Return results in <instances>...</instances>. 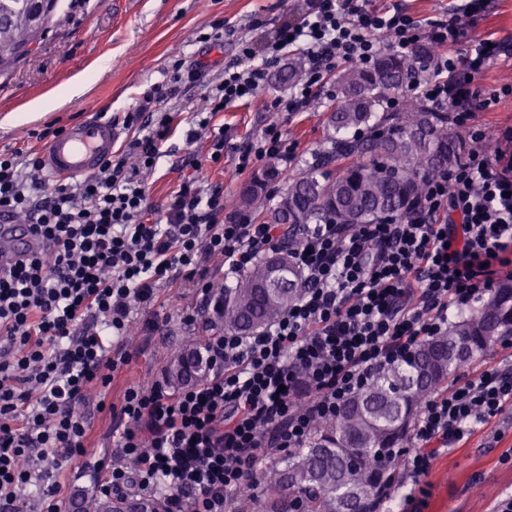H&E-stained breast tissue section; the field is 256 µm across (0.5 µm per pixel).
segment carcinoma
I'll return each mask as SVG.
<instances>
[{
	"label": "carcinoma",
	"mask_w": 512,
	"mask_h": 512,
	"mask_svg": "<svg viewBox=\"0 0 512 512\" xmlns=\"http://www.w3.org/2000/svg\"><path fill=\"white\" fill-rule=\"evenodd\" d=\"M58 5L43 0L38 22L29 20L28 0H0V71L41 38ZM418 47L408 54L384 52L369 67H351L339 76V95L326 114V145L304 161L272 199L267 182L278 178L271 160L240 194L241 204L266 224L301 229L307 224L356 228L402 218L421 197L426 178L457 163L470 151H492L491 141L468 139L453 113L429 100L406 96L392 110L386 96L404 87ZM354 130L351 137L346 132ZM301 276L285 255L259 259L232 288L220 293L215 332L247 336L272 323L299 296ZM500 336H512V275L491 289L479 308L423 342L409 362L382 372L344 404L339 416L317 422L305 448H297L263 473L261 494L244 496L237 512H343L348 492L358 489L352 512H381L397 478L400 450L410 424L427 398L450 375L484 353ZM200 356L182 355L170 376H194ZM132 506L159 512L164 504L118 495L86 498L80 512H114Z\"/></svg>",
	"instance_id": "carcinoma-1"
}]
</instances>
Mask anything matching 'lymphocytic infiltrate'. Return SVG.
Masks as SVG:
<instances>
[{"mask_svg": "<svg viewBox=\"0 0 512 512\" xmlns=\"http://www.w3.org/2000/svg\"><path fill=\"white\" fill-rule=\"evenodd\" d=\"M491 0H452L426 24L399 0H310L274 40L238 46L205 112L194 113L187 143L210 139L206 159L152 208L140 178L155 167L176 118L177 87L197 80L174 62L167 83L150 87L123 124L122 153L75 184L29 181L39 157L0 151V219L25 216L45 241L41 252L0 270V512H62L68 460L85 454L87 404L109 411L113 450L101 494L163 496L165 512H233L256 491L269 455L305 447L315 423L336 417L347 399L382 370L404 362L424 339L446 333L448 312L480 302L512 267V125L499 127L495 155L468 153L429 176L416 209L402 220L309 224L296 246L282 224L224 211L223 185L207 165L224 157L213 117L255 96L288 53L304 76L272 112H304L342 63L368 66L382 48L433 52L415 70L409 93L454 112L459 128L486 138L475 87L494 60L512 57L502 40L468 29ZM294 147L276 126L236 152V171L288 163ZM290 249L302 293L267 328L250 336H208V374L170 389L127 386L118 400L91 401L134 356L124 341L133 312L153 307L164 286L190 284L194 306L178 311L188 331L208 321L217 275L245 271L267 253ZM500 362L470 373L423 405L402 469L411 483L406 512H421V482L434 461L512 407V341Z\"/></svg>", "mask_w": 512, "mask_h": 512, "instance_id": "lymphocytic-infiltrate-1", "label": "lymphocytic infiltrate"}]
</instances>
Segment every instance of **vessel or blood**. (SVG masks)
Segmentation results:
<instances>
[{"instance_id":"obj_1","label":"vessel or blood","mask_w":512,"mask_h":512,"mask_svg":"<svg viewBox=\"0 0 512 512\" xmlns=\"http://www.w3.org/2000/svg\"><path fill=\"white\" fill-rule=\"evenodd\" d=\"M118 137L111 120L92 115L68 126L42 148L41 169L53 181L90 175L111 158ZM42 248V238L30 225H0V267Z\"/></svg>"}]
</instances>
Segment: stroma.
Instances as JSON below:
<instances>
[{
    "mask_svg": "<svg viewBox=\"0 0 512 512\" xmlns=\"http://www.w3.org/2000/svg\"><path fill=\"white\" fill-rule=\"evenodd\" d=\"M306 7V0H60L56 13L41 39L31 45L7 71L0 72V150L29 154L42 145L37 134L46 127H62L96 111L110 119H123L136 106L147 88L168 81L175 60L200 69L202 78L184 89L171 105L190 118L206 105L210 89L235 61L238 41L253 35L255 40L273 39L279 28L294 21ZM219 28V42L206 41L212 28ZM78 76L86 77L84 94L67 98L65 91ZM512 85V61L491 64L477 86L491 105L478 112L476 121L493 130L512 125V96L499 90ZM288 83L271 76L257 97L218 113L214 124L223 125L229 141L224 159L209 169L212 181L224 186V210L239 211L238 196L248 176L235 170V150L258 137L267 124L275 123L295 146V158L288 168L296 174L302 160L325 142V108L334 103L335 81H328L327 95L316 100L315 108L287 114L270 112L266 104L287 93ZM49 96L63 97L60 107L44 116L15 124L5 116L24 112L29 103ZM161 158L145 179L151 205L165 207L172 191L192 172L193 159L206 155L208 140L186 145L182 130H175ZM189 288H164L152 309L159 328L144 355L117 374L106 392L107 400L118 399L132 383L163 380L178 354L203 345L205 333H188L176 309L194 304ZM95 442L85 455L67 465L70 489L64 512H76L83 497L94 495L101 474L100 459L112 447V420L92 413ZM429 496L425 512H495L499 502L512 496V409L441 455L427 478Z\"/></svg>",
    "mask_w": 512,
    "mask_h": 512,
    "instance_id": "stroma-1",
    "label": "stroma"
}]
</instances>
